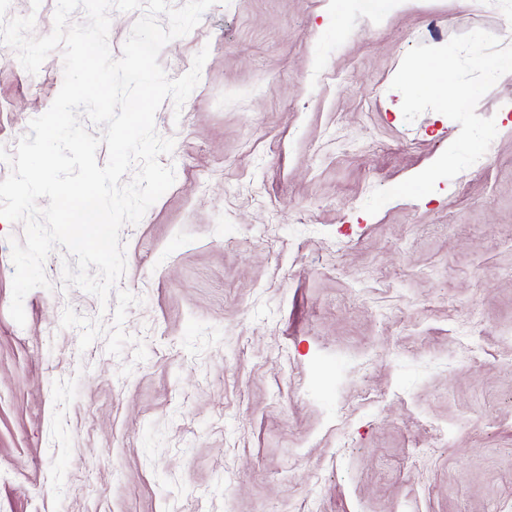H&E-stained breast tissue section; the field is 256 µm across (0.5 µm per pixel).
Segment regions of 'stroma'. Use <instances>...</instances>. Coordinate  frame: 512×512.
Instances as JSON below:
<instances>
[{"mask_svg":"<svg viewBox=\"0 0 512 512\" xmlns=\"http://www.w3.org/2000/svg\"><path fill=\"white\" fill-rule=\"evenodd\" d=\"M474 29L512 45V0H219L163 47L209 56L108 307L61 248L18 325L0 219V512H512V77L483 167L363 209L460 132L405 121L404 56ZM62 83L0 43V145Z\"/></svg>","mask_w":512,"mask_h":512,"instance_id":"stroma-1","label":"stroma"}]
</instances>
